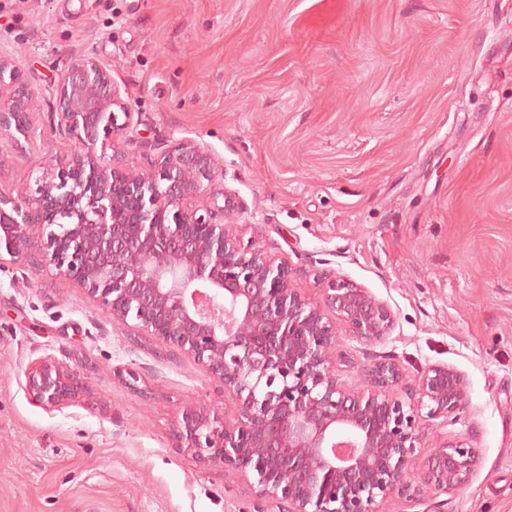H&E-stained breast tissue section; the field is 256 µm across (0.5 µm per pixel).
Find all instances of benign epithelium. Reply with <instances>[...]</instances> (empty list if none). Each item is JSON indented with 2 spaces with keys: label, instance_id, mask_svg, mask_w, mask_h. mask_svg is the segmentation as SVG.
I'll return each instance as SVG.
<instances>
[{
  "label": "benign epithelium",
  "instance_id": "benign-epithelium-1",
  "mask_svg": "<svg viewBox=\"0 0 512 512\" xmlns=\"http://www.w3.org/2000/svg\"><path fill=\"white\" fill-rule=\"evenodd\" d=\"M2 85L0 135L34 136L35 90L0 53ZM52 89L79 150L72 169L42 171L34 195L0 193V261L38 253L112 321L157 337L224 383L236 423L189 409L175 447L252 473L276 512H383L391 496L470 482L480 454L456 439L436 444L417 480L409 477L423 426L468 405L460 372L428 367L410 402L398 396L402 373L390 359L365 369L363 387L349 386L331 362L336 321L362 342H380L394 325L389 306L343 278L324 288V307L307 302L284 260L230 234L224 217L233 207L218 204L214 188L223 170L196 141L157 144L147 176L99 160L94 147L128 127L132 112L97 59L71 58ZM35 224L48 229L38 241ZM25 387L49 411L84 392L79 375L51 356L32 363Z\"/></svg>",
  "mask_w": 512,
  "mask_h": 512
}]
</instances>
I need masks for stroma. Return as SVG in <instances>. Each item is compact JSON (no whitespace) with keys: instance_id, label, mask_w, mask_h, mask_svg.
<instances>
[{"instance_id":"35a3bbf8","label":"stroma","mask_w":512,"mask_h":512,"mask_svg":"<svg viewBox=\"0 0 512 512\" xmlns=\"http://www.w3.org/2000/svg\"><path fill=\"white\" fill-rule=\"evenodd\" d=\"M0 52L40 93L34 138L0 135V192L71 166L47 87L77 55L110 67L133 122L98 155L147 172L157 143H200L238 235L307 301L344 278L390 307L382 342L340 329L346 383L385 357L410 386L435 364L465 377L416 459L460 438L477 472L385 512H512V0H0ZM47 355L85 385L52 412L25 389ZM233 406L39 258L0 262V512H265L253 475L172 446L183 411Z\"/></svg>"}]
</instances>
